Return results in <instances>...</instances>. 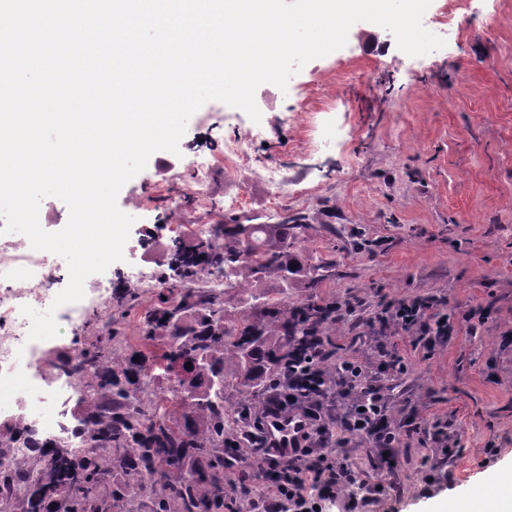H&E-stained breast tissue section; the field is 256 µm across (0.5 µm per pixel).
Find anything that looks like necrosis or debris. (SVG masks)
I'll return each mask as SVG.
<instances>
[{
    "label": "necrosis or debris",
    "instance_id": "necrosis-or-debris-1",
    "mask_svg": "<svg viewBox=\"0 0 512 512\" xmlns=\"http://www.w3.org/2000/svg\"><path fill=\"white\" fill-rule=\"evenodd\" d=\"M256 138L253 132L234 135L225 139L220 154L192 162L187 194L208 206L206 186L213 166L252 168ZM68 279L67 264L60 256L33 250L29 240L18 234H0V427L22 426L32 439L53 441L81 458L89 453L82 427L68 425L66 419L90 400L94 372L79 367L78 355L70 347L71 335L76 327L93 324L103 309L111 307L117 284L151 290L161 282L144 261L126 267L118 282L91 275L84 298L57 309L58 336L31 340V322L22 314V306L47 310Z\"/></svg>",
    "mask_w": 512,
    "mask_h": 512
}]
</instances>
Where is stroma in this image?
Here are the masks:
<instances>
[{"label": "stroma", "mask_w": 512, "mask_h": 512, "mask_svg": "<svg viewBox=\"0 0 512 512\" xmlns=\"http://www.w3.org/2000/svg\"><path fill=\"white\" fill-rule=\"evenodd\" d=\"M444 16L453 35L420 57L400 51L389 31L356 23L343 48L290 80L320 104L314 117L264 84L255 93L260 122L208 102L174 159L184 171L229 132L252 129L261 132L256 155L285 150L283 203L273 202L258 171L222 167L212 171L210 198L242 197L238 217L259 224L306 217L298 246L328 268L320 287L297 281L289 303L354 305L325 333L335 360L374 358L380 341L408 364L392 382L388 415L414 433L388 452L348 448L366 480L392 481L398 491L355 510L340 493L325 512H465L512 470V0H433L423 24L439 32ZM315 124L335 130V152L292 157ZM165 175L147 165L119 192V208L135 216L126 262L141 257L150 227L222 219L188 206L175 213L144 195ZM413 298L454 314L452 334L426 349L393 326L370 333L367 321L386 304ZM470 310L484 313L483 322L463 321ZM439 427L447 443L434 441Z\"/></svg>", "instance_id": "stroma-1"}]
</instances>
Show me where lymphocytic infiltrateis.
Returning a JSON list of instances; mask_svg holds the SVG:
<instances>
[{
  "mask_svg": "<svg viewBox=\"0 0 512 512\" xmlns=\"http://www.w3.org/2000/svg\"><path fill=\"white\" fill-rule=\"evenodd\" d=\"M428 309L422 301H401L389 306L380 322L416 330L418 340L427 343L451 334L449 316L433 318ZM332 356L326 338L310 339L289 364L286 378L269 381L261 414L246 421L235 442L251 459L281 464L286 475L268 488L260 512H315L319 502L340 491L355 507L378 495L350 455L335 457L328 450L332 444L343 446L359 438L376 448L400 446L403 432L388 418L392 388L387 380L403 374L406 362L397 349L384 347L378 362L352 358L331 372L327 364ZM282 416L299 420L304 428L284 460L267 447L264 436L267 419Z\"/></svg>",
  "mask_w": 512,
  "mask_h": 512,
  "instance_id": "lymphocytic-infiltrate-1",
  "label": "lymphocytic infiltrate"
}]
</instances>
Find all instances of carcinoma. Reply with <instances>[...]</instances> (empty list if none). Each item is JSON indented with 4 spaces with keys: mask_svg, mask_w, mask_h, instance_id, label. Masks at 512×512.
<instances>
[{
    "mask_svg": "<svg viewBox=\"0 0 512 512\" xmlns=\"http://www.w3.org/2000/svg\"><path fill=\"white\" fill-rule=\"evenodd\" d=\"M305 218L278 224H241L224 220L220 239L196 237L173 241L171 271L177 281L166 284L143 317L144 340L166 338L158 353L139 359L112 360L122 344L112 332L80 353V367L97 371L91 390L105 406L84 409L85 441L106 449V456L76 461L51 441L37 455L38 481L28 487L23 512H224V471L238 463L237 449L226 447L224 433L240 417L260 413L259 403L228 400V379L246 393L265 388L288 370L289 355L309 337L322 336L336 324V307L308 301L272 302L260 284L278 279L288 285L303 274L308 287H319L325 264H311L296 246ZM296 268H291V265ZM224 271L227 287L239 297L240 316L231 319L227 297L210 293L205 278ZM163 363V371L191 363L192 392L161 408L149 424L135 411L142 390L144 360ZM147 472L151 483L139 486L132 477ZM131 476L105 483L113 473Z\"/></svg>",
    "mask_w": 512,
    "mask_h": 512,
    "instance_id": "obj_1",
    "label": "carcinoma"
}]
</instances>
